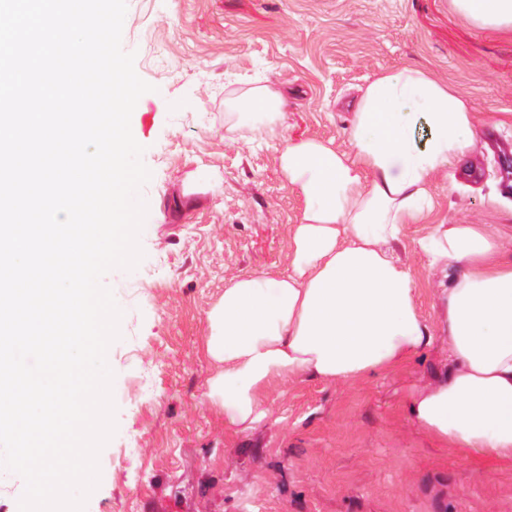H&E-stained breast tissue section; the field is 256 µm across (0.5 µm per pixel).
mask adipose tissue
Instances as JSON below:
<instances>
[{"label": "adipose tissue", "instance_id": "adipose-tissue-1", "mask_svg": "<svg viewBox=\"0 0 512 512\" xmlns=\"http://www.w3.org/2000/svg\"><path fill=\"white\" fill-rule=\"evenodd\" d=\"M454 3L477 25L512 28V0ZM287 100L262 85L226 105L273 123ZM477 133L466 101L407 66L360 88L349 150L283 138L279 169L304 202L288 269L233 278L208 312L205 396L226 424L262 420L271 381L349 383L433 343L395 247L432 212L438 178L467 160ZM417 249L439 278L447 360L408 414L448 446L512 459V234L440 223Z\"/></svg>", "mask_w": 512, "mask_h": 512}]
</instances>
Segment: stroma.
Masks as SVG:
<instances>
[{
	"instance_id": "1",
	"label": "stroma",
	"mask_w": 512,
	"mask_h": 512,
	"mask_svg": "<svg viewBox=\"0 0 512 512\" xmlns=\"http://www.w3.org/2000/svg\"><path fill=\"white\" fill-rule=\"evenodd\" d=\"M122 47L153 92L142 145L150 181L144 258L103 279L123 311L107 360L116 432L85 512H512V460L449 448L409 417L442 342L348 384L271 382L266 416L229 426L208 403L207 313L232 278L288 267L303 202L278 162L282 138L349 147L347 100L377 75L427 69L477 122L512 143V30L480 27L453 0H126ZM292 91L276 132L225 100L256 85ZM439 180L432 220L512 228L492 205L500 169L477 141ZM405 228L419 311L436 325L439 285Z\"/></svg>"
}]
</instances>
